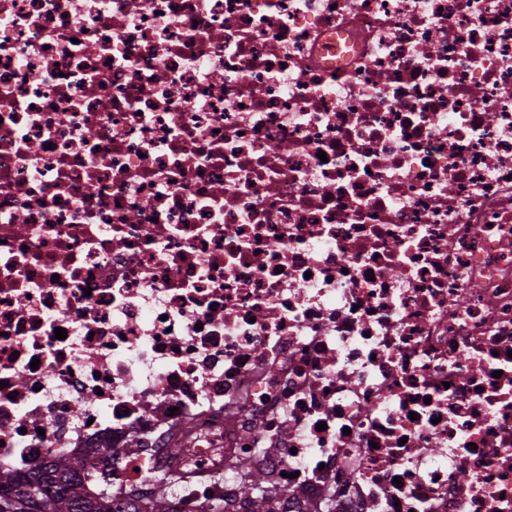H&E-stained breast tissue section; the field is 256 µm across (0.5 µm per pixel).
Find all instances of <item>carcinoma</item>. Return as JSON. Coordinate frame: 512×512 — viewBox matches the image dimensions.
I'll list each match as a JSON object with an SVG mask.
<instances>
[{"label":"carcinoma","mask_w":512,"mask_h":512,"mask_svg":"<svg viewBox=\"0 0 512 512\" xmlns=\"http://www.w3.org/2000/svg\"><path fill=\"white\" fill-rule=\"evenodd\" d=\"M112 459L96 449L43 463L25 476L0 471V512H137L114 504L111 493ZM230 466L239 476L237 494L246 512H277L276 489L268 474L250 458ZM153 494L148 512H168L167 501L176 479L151 476Z\"/></svg>","instance_id":"cac0c4a2"}]
</instances>
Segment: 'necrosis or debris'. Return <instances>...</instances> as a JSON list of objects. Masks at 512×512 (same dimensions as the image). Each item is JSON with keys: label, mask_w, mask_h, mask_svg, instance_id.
Segmentation results:
<instances>
[{"label": "necrosis or debris", "mask_w": 512, "mask_h": 512, "mask_svg": "<svg viewBox=\"0 0 512 512\" xmlns=\"http://www.w3.org/2000/svg\"><path fill=\"white\" fill-rule=\"evenodd\" d=\"M89 448L512 512V0H0V470Z\"/></svg>", "instance_id": "obj_1"}]
</instances>
